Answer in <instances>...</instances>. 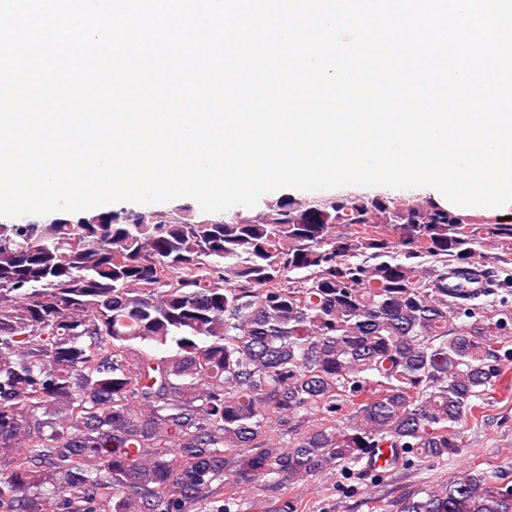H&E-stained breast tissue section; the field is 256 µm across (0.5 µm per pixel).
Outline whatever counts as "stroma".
<instances>
[{
  "instance_id": "35a3bbf8",
  "label": "stroma",
  "mask_w": 512,
  "mask_h": 512,
  "mask_svg": "<svg viewBox=\"0 0 512 512\" xmlns=\"http://www.w3.org/2000/svg\"><path fill=\"white\" fill-rule=\"evenodd\" d=\"M463 429L464 451L439 464L417 469L402 464L367 476L349 470L322 475L299 489L307 512H372L374 504L396 500L422 484H445L469 469L492 468L512 459V387L498 388L478 418L467 420Z\"/></svg>"
}]
</instances>
